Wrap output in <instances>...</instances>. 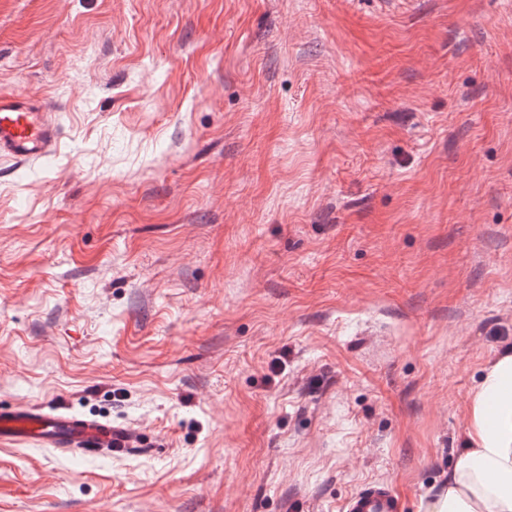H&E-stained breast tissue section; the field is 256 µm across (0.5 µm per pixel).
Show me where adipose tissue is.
Instances as JSON below:
<instances>
[{
    "instance_id": "adipose-tissue-1",
    "label": "adipose tissue",
    "mask_w": 512,
    "mask_h": 512,
    "mask_svg": "<svg viewBox=\"0 0 512 512\" xmlns=\"http://www.w3.org/2000/svg\"><path fill=\"white\" fill-rule=\"evenodd\" d=\"M468 410L466 447L424 512H512V349L484 367Z\"/></svg>"
}]
</instances>
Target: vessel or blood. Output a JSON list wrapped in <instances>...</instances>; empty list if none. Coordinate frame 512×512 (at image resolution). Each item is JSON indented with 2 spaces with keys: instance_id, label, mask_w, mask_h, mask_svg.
<instances>
[{
  "instance_id": "1",
  "label": "vessel or blood",
  "mask_w": 512,
  "mask_h": 512,
  "mask_svg": "<svg viewBox=\"0 0 512 512\" xmlns=\"http://www.w3.org/2000/svg\"><path fill=\"white\" fill-rule=\"evenodd\" d=\"M56 144L57 126L44 106L19 95L0 94V157L38 159L52 154ZM1 439L109 459L127 456L143 444L141 435L129 427L42 404L1 405ZM342 512H402V500L389 482L376 481L352 492Z\"/></svg>"
}]
</instances>
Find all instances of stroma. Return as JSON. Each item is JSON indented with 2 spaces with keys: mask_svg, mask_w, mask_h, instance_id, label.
<instances>
[{
  "mask_svg": "<svg viewBox=\"0 0 512 512\" xmlns=\"http://www.w3.org/2000/svg\"><path fill=\"white\" fill-rule=\"evenodd\" d=\"M0 405L116 459L0 445V512H404L512 346V0H0ZM57 126L51 112L26 97L0 94V157L27 161L52 154ZM62 410L43 404L1 405L0 440H22L35 448L75 449L82 455L109 459L144 446L141 434L129 427ZM342 512H401L402 500L388 481H376L352 492Z\"/></svg>",
  "mask_w": 512,
  "mask_h": 512,
  "instance_id": "35a3bbf8",
  "label": "stroma"
}]
</instances>
